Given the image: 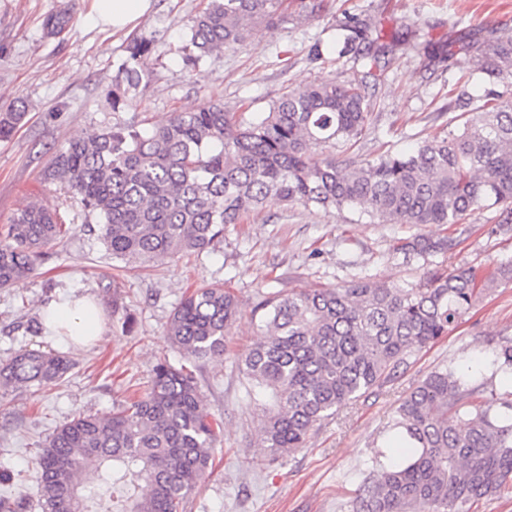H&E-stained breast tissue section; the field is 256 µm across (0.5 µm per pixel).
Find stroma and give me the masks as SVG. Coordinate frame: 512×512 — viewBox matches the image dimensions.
<instances>
[{"instance_id": "stroma-1", "label": "stroma", "mask_w": 512, "mask_h": 512, "mask_svg": "<svg viewBox=\"0 0 512 512\" xmlns=\"http://www.w3.org/2000/svg\"><path fill=\"white\" fill-rule=\"evenodd\" d=\"M202 0H152L133 32L92 26L90 0H0V110L24 105L26 117L0 139V229L32 201L56 206L67 236L39 261L29 278L0 289V363L21 348L64 353L74 366L44 387L0 393V496L40 512L37 458L54 430L82 414L106 416L136 388L145 387L159 358H183L167 335L180 300L206 284L229 288L238 314L227 328L223 358L199 363L196 375L206 408L218 424L212 466L185 512H349L372 459L385 449L400 401L430 372L482 367L512 340V280L497 270L512 266V224L499 208L483 209L462 224H380L353 211H325L267 200L215 245L141 269L114 258L78 195L44 180L53 154L68 142L115 125L149 129L203 101L223 100L226 111H267L283 91L322 79H360L353 56L337 58L336 24L344 14H369L385 37H398L385 70L367 93L372 127L337 159L367 161L381 144L408 153L448 131L460 105L512 97V84L471 78L469 34L512 30V0H324L319 16L262 28L243 49L189 64L182 51L186 22ZM70 15L60 34L46 36L48 14ZM154 37L145 62L146 87L128 106L113 110L108 93L129 34ZM447 45L446 62L422 56L425 41ZM324 56H311L314 46ZM418 233L451 241L446 261L424 262L397 253L399 239ZM473 269L489 281L473 308L447 336L413 351L397 374L356 403L321 421L304 448L270 461L259 446L261 412L250 402L237 356L261 335L254 307L260 297L291 288H329L361 277L389 286L426 281L440 267ZM84 295L102 308L103 334L82 348L30 331L51 300Z\"/></svg>"}]
</instances>
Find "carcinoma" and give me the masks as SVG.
Here are the masks:
<instances>
[{"label":"carcinoma","instance_id":"1","mask_svg":"<svg viewBox=\"0 0 512 512\" xmlns=\"http://www.w3.org/2000/svg\"><path fill=\"white\" fill-rule=\"evenodd\" d=\"M323 0H207L189 18L186 60L193 65L237 50L260 28L308 20ZM65 13L47 16L48 34ZM339 54L354 52L367 71L358 83L321 80L291 90L251 121L209 101L142 132L116 125L57 151L45 180L78 196L112 256L139 264L202 253L270 196L304 208L348 209L384 224H461L499 207L512 223V97L473 109L442 138L411 153L381 151L367 162H336L370 119L368 80L397 45L382 41L369 17L346 14ZM153 40L128 41L112 84V109L128 105L145 74L139 60ZM475 73L512 80V34L494 31L471 44ZM24 112H0V139ZM69 228L39 202L0 233V288L33 274ZM422 234L397 250L425 262L448 251ZM488 284L472 269L438 273L414 286L360 279L334 288L262 295L265 334L239 363L248 396L261 410L260 447L275 461L305 446L316 424L386 383L414 350L447 335ZM237 299L202 286L174 309L168 335L183 357L221 358ZM495 373L512 377V342L494 355ZM72 362L20 349L0 364V390L62 380ZM388 451L373 458L351 512H464L467 504L512 485V399L486 393L475 373H429L395 410ZM214 424L195 372L160 361L144 392L108 418L86 415L60 425L38 460L41 512H183L208 472Z\"/></svg>","mask_w":512,"mask_h":512}]
</instances>
